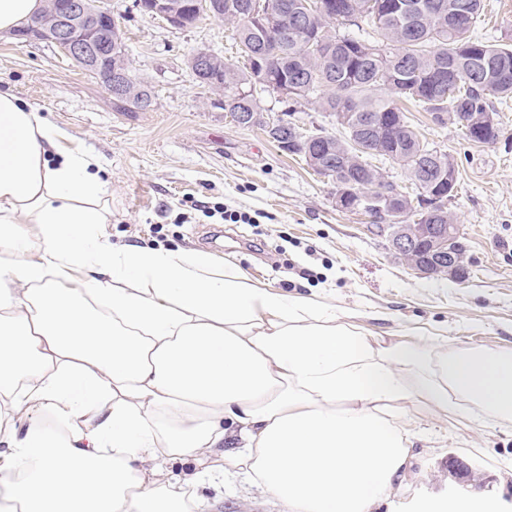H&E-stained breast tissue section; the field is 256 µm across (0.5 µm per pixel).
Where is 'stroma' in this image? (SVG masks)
Returning a JSON list of instances; mask_svg holds the SVG:
<instances>
[{
  "label": "stroma",
  "mask_w": 512,
  "mask_h": 512,
  "mask_svg": "<svg viewBox=\"0 0 512 512\" xmlns=\"http://www.w3.org/2000/svg\"><path fill=\"white\" fill-rule=\"evenodd\" d=\"M478 37L512 43V0H484ZM126 34L136 79L154 94L145 112L117 111L102 81L52 44L0 32V90L65 130L71 149L95 156L108 185L113 246L180 247L241 268L253 282L336 306L380 336L441 332L457 346L512 351V103L497 105L502 134L468 141L428 113L407 117L456 170L448 203L462 227L467 276L419 275L363 214L336 206L335 190L299 157L279 151L258 128L237 127L212 91L196 82L189 56L208 50L241 65L232 28L201 18L177 29L134 10L133 0H99ZM228 213L260 214L256 224ZM424 439L375 512L444 504L449 487L512 507V424L477 425L416 408ZM199 512H282L246 475L228 471L200 490Z\"/></svg>",
  "instance_id": "obj_1"
}]
</instances>
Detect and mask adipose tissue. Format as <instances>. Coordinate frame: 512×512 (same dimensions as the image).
I'll use <instances>...</instances> for the list:
<instances>
[{
    "label": "adipose tissue",
    "mask_w": 512,
    "mask_h": 512,
    "mask_svg": "<svg viewBox=\"0 0 512 512\" xmlns=\"http://www.w3.org/2000/svg\"><path fill=\"white\" fill-rule=\"evenodd\" d=\"M0 92V512H189L224 448L283 512H373L419 404L512 422V352L385 338L201 251L113 247L99 162Z\"/></svg>",
    "instance_id": "adipose-tissue-1"
}]
</instances>
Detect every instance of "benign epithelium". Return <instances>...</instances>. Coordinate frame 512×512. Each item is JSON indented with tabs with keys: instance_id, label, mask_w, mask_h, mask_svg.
<instances>
[{
	"instance_id": "obj_1",
	"label": "benign epithelium",
	"mask_w": 512,
	"mask_h": 512,
	"mask_svg": "<svg viewBox=\"0 0 512 512\" xmlns=\"http://www.w3.org/2000/svg\"><path fill=\"white\" fill-rule=\"evenodd\" d=\"M154 17L166 20L171 26L182 29L187 25L182 12L191 9L208 12L218 11L213 0H195L191 4L179 5L174 0H149L137 3ZM19 40H41L55 45L66 57L83 70L101 75L106 88L119 104L137 102L147 108L150 100L142 92L133 89L127 69L112 62V21L100 13L87 8L85 0H71L64 4L60 0H45V6L36 15V21L24 30L14 32ZM215 54L199 50L189 58V66L196 69V78L210 90L218 88L217 77H207ZM393 194L378 198V204L370 207L352 189L336 187V207L346 212H368L375 227L389 238L394 252L405 263L424 276L446 275L456 280L466 276L461 263L463 245L462 231L457 224L399 223V212L392 208ZM421 207L430 218L448 209L450 197L436 189L422 191Z\"/></svg>"
}]
</instances>
